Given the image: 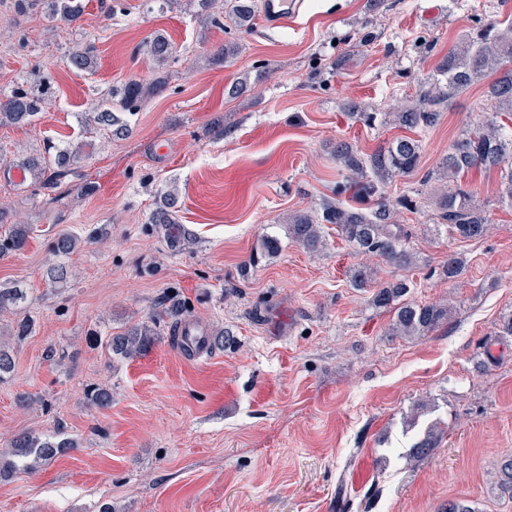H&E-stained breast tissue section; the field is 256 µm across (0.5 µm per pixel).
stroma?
<instances>
[{
    "mask_svg": "<svg viewBox=\"0 0 512 512\" xmlns=\"http://www.w3.org/2000/svg\"><path fill=\"white\" fill-rule=\"evenodd\" d=\"M120 8L112 20L104 12ZM47 0H0V93L33 68L50 74L54 100L34 125H0V207L35 232L0 257V288L23 302L0 312V342L15 360L0 383V512H441L451 499L476 512H512L496 476L512 456V210L499 206L500 173L466 183L490 222L466 241L437 223L438 181L425 175L455 138L480 121L482 90L453 97L440 125L422 132V162L386 187L416 200L394 220L411 234L414 267L358 252L327 226L312 252L289 239V213L336 195L345 176L333 151L347 140L365 153L399 136L391 113L415 102L459 36L512 16V0H304L296 26L262 19L202 27L198 0H85L80 29L48 22ZM161 34L175 53L157 64L145 44ZM93 46L97 67L72 70L74 42ZM234 46L224 64L219 45ZM247 86L237 95V78ZM143 87L130 132L83 129L78 113L115 86ZM377 113L366 125L349 105ZM91 142L84 160L45 188L16 180L23 157L47 144ZM179 193L192 248L172 246L148 216L157 195ZM79 238L57 257L59 233ZM279 254L251 264L260 236ZM465 270L448 281L450 253ZM62 263L64 282L48 279ZM366 265L379 280L411 283L420 305L450 303L447 321L423 336L389 335L392 314L353 288ZM179 294L195 329L230 331L233 345L185 355L169 325L141 357L104 348L105 336L147 320ZM33 324L17 340L18 321ZM112 404L88 402L92 385ZM441 421L442 441L421 462L414 438ZM57 434L74 448L27 467L10 459L22 433Z\"/></svg>",
    "mask_w": 512,
    "mask_h": 512,
    "instance_id": "stroma-1",
    "label": "stroma"
}]
</instances>
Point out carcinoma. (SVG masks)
<instances>
[{"mask_svg": "<svg viewBox=\"0 0 512 512\" xmlns=\"http://www.w3.org/2000/svg\"><path fill=\"white\" fill-rule=\"evenodd\" d=\"M48 20L63 19L79 26L84 12L82 0H48ZM257 11L256 0H224V14L232 23L249 22ZM148 51L157 63L170 58L174 48L160 35L148 44ZM67 61L73 70L87 72L96 67L92 47L75 45L68 51ZM439 78L423 87L419 103L395 115V123L409 132H422L436 127L448 101L471 87L484 85V102L491 114L462 133L444 157L439 179L445 181L439 195L440 224L463 239H479L489 231L488 218L473 194L466 190L461 179L473 169L498 170L501 173L502 202L512 208V128L504 119L512 115V18L479 25L448 49L438 68ZM140 84L129 82L119 89L110 90L92 112L78 115L84 124L93 123L124 133L128 127L117 116L119 112H132L142 99ZM52 97L50 79L41 73L16 84L9 92L0 94V125L28 126L35 122ZM85 153L84 146H69L58 151L55 164L65 172L78 164ZM336 161L346 172L345 181L338 184L336 195L352 193L364 203L362 207L345 206L339 201H327L321 212L298 211L288 217V237L311 250L324 245L322 226L336 225L341 236L358 252L373 254L389 263L411 266L415 255L407 247L408 235L401 225L393 221L395 207H413V201L401 197L395 201L386 196V186L396 177H409L420 168L422 145L419 139L401 135L373 154H365L347 141L336 143ZM21 165L41 181L46 162L38 157L25 158ZM176 197L172 192L159 195L149 214V223L165 228L171 241L181 247L194 243L191 234L179 223ZM33 229L27 224H14L9 230L0 255L23 249ZM78 238L63 233L54 243L59 255L72 253ZM281 242L275 235L265 234L259 241L262 256L272 257L280 251ZM464 261L454 253L442 265L447 279L458 277ZM355 288H371L372 304L377 308L394 310L391 333L394 336H420L440 325L448 317L445 304L416 305L404 301L411 284L405 280L379 283L373 269L358 266L350 275ZM25 299L17 288H0V311ZM189 315L184 301L176 295H167L159 303L155 315L137 323L126 331L105 338L104 347L114 356L133 359L148 350L159 338L157 324L169 320L176 328ZM234 341L228 331L197 338L198 349L223 348ZM180 347L189 352L194 348L186 342V335L177 336ZM87 399L98 408L112 404V392L104 386L91 388ZM441 442V432L428 428L410 447L408 457L420 461L431 456ZM18 456H34V462H46L75 447L73 440L50 435L22 434L11 444ZM502 493L512 494V458L502 465L498 481Z\"/></svg>", "mask_w": 512, "mask_h": 512, "instance_id": "1", "label": "carcinoma"}]
</instances>
